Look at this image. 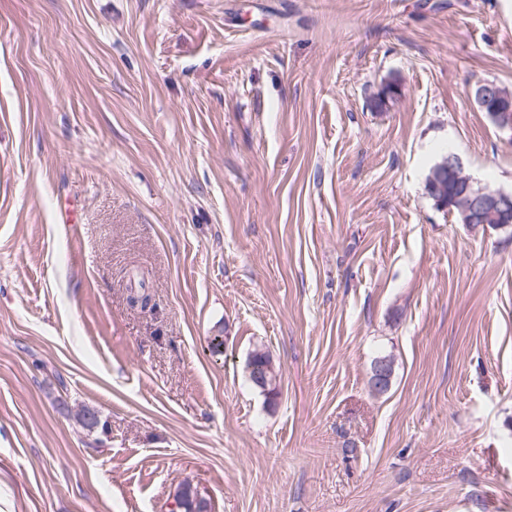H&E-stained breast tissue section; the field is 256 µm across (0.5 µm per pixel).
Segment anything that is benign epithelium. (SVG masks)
<instances>
[{
  "mask_svg": "<svg viewBox=\"0 0 512 512\" xmlns=\"http://www.w3.org/2000/svg\"><path fill=\"white\" fill-rule=\"evenodd\" d=\"M469 95L481 107H491V117L496 128L512 139V98L488 81L477 83ZM441 168L447 170L448 179L454 181L460 189L456 200L464 223L484 225L495 220L498 228L512 226V191L491 189L478 184L464 173L459 158L453 154L442 162Z\"/></svg>",
  "mask_w": 512,
  "mask_h": 512,
  "instance_id": "1",
  "label": "benign epithelium"
}]
</instances>
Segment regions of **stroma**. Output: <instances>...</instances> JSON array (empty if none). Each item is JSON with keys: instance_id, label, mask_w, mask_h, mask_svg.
I'll use <instances>...</instances> for the list:
<instances>
[{"instance_id": "35a3bbf8", "label": "stroma", "mask_w": 512, "mask_h": 512, "mask_svg": "<svg viewBox=\"0 0 512 512\" xmlns=\"http://www.w3.org/2000/svg\"><path fill=\"white\" fill-rule=\"evenodd\" d=\"M487 80L512 0H0V512H512ZM446 156H443L439 162H437L429 172L428 177L433 174L435 182L433 189L438 192L440 186L444 191L443 197L453 198L456 196V190L453 184L448 183L447 179H440L439 175V163H441ZM441 168L447 170L448 179L453 180L458 188L460 194L456 196L458 201V207L462 213L464 224H487V221L496 220L498 224H495L496 228H508L512 225L511 213H512V191H505L502 189H491L487 186H482L477 183L472 177L464 173L463 167L459 158L455 155L448 156L442 164ZM428 178V180H429ZM443 209H454V213L458 221L462 222V216L454 205L453 207H446L442 205ZM245 372L247 379L259 388L269 399H274L279 394L280 374L272 357L268 352L256 350L247 360ZM257 375L262 376V381Z\"/></svg>"}]
</instances>
